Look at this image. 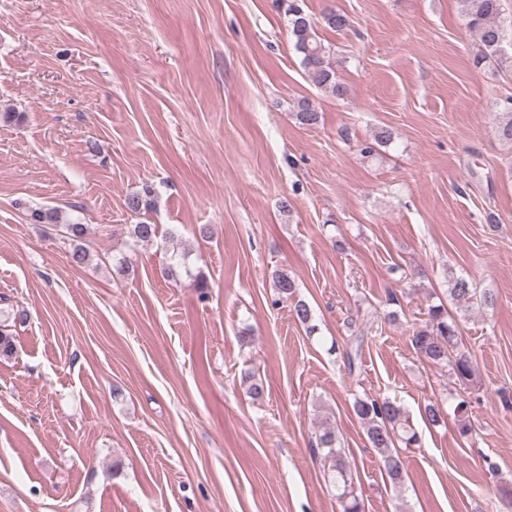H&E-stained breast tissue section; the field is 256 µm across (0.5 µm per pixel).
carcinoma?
I'll use <instances>...</instances> for the list:
<instances>
[{
	"instance_id": "carcinoma-1",
	"label": "carcinoma",
	"mask_w": 512,
	"mask_h": 512,
	"mask_svg": "<svg viewBox=\"0 0 512 512\" xmlns=\"http://www.w3.org/2000/svg\"><path fill=\"white\" fill-rule=\"evenodd\" d=\"M276 7L287 17L288 32L293 40L294 49L301 57V64L311 81L319 88L330 93L338 100L347 98L348 89L338 73L336 50L332 45L324 43L316 34V22L303 8V0H275ZM461 11L467 20L469 30L475 35L477 51L474 56L476 65L496 62L502 66L507 62L503 50L504 32L499 22L500 0H459ZM325 26L342 30L350 26L349 17L336 10H329L322 15ZM296 121L307 127H314L320 121V112L315 102L309 98H301L293 106ZM500 138L512 144V98L502 105L498 123ZM392 132L382 128L374 135V142L362 145L360 152L365 156H373L383 147L392 142ZM153 198L150 187L133 193L126 198V207L133 213L147 211L152 208ZM24 216L30 224H52L61 227L67 238L76 241L86 234V225L79 223L60 224V216L54 208L45 206L33 207L24 205ZM158 234L155 224H133L129 235L138 242H150ZM272 286L276 291L275 301L291 297L296 288L294 278L288 270L276 268L271 272ZM449 296L457 301H470L477 297V289L463 277L449 279ZM292 312L296 320L312 335L317 330L313 324L311 307L303 300L295 302ZM23 323L27 319L25 310L16 308L7 313L6 319L0 320V356H10L14 352V342L10 325L5 320ZM459 327L454 319L448 318V311L442 305L429 308L428 319L424 325L416 329L411 336V344L419 357L434 366H451L456 378L464 385L473 381L475 364L471 354L458 345ZM365 337L353 336L346 349V363L349 371L355 370L360 359V352ZM470 400L460 396L454 407L458 421V431L463 437L471 433L468 424ZM363 432L371 447L380 456V464L385 474L394 484H401L405 478L404 460L399 453L398 444L410 448L418 445L420 436L410 422L403 408L388 397L364 395L356 397L352 406ZM422 420L429 426H440L445 423L443 406L437 401L425 404ZM336 432L325 426L317 440L313 454L324 453L323 459L329 462L328 471L336 484L338 500L342 512H362L361 500L353 486V478L348 465L340 451L336 449Z\"/></svg>"
}]
</instances>
